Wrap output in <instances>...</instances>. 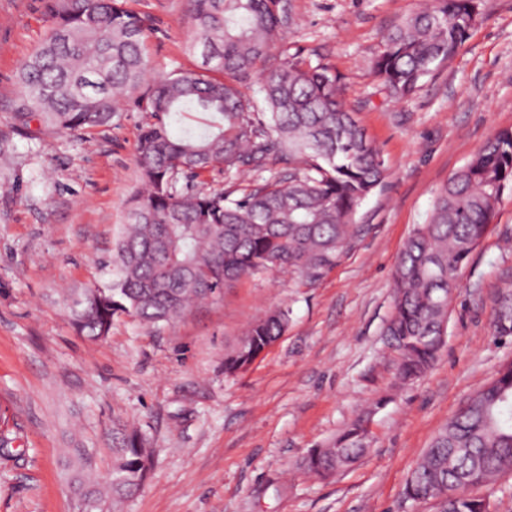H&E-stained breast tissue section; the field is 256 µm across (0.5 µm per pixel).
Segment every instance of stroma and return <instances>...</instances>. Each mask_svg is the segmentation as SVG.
I'll return each mask as SVG.
<instances>
[{
	"label": "stroma",
	"mask_w": 512,
	"mask_h": 512,
	"mask_svg": "<svg viewBox=\"0 0 512 512\" xmlns=\"http://www.w3.org/2000/svg\"><path fill=\"white\" fill-rule=\"evenodd\" d=\"M290 53L341 76L343 101L379 150L384 181L358 207L361 235L309 278H246L177 320L120 315L94 340L75 303L106 287L127 203L139 188L129 111L109 127L31 139L14 125L18 70L51 26L47 0H0V512H85L78 479L112 473L116 429L136 427L152 454L144 485L104 512H438L405 499L415 462L467 399L512 362L495 330L512 295V191L459 273L445 345L414 382L396 381L384 330L392 274L435 191L496 132L512 129V0H481L449 60L415 94H388L374 62L383 36L422 0H291ZM150 26L161 73L193 69L186 0H128ZM285 164L203 183L241 197ZM286 307L284 335L245 371H224L246 328ZM372 410L367 450L329 479L299 466Z\"/></svg>",
	"instance_id": "stroma-1"
}]
</instances>
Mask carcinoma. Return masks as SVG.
Listing matches in <instances>:
<instances>
[{"mask_svg": "<svg viewBox=\"0 0 512 512\" xmlns=\"http://www.w3.org/2000/svg\"><path fill=\"white\" fill-rule=\"evenodd\" d=\"M473 2L432 0L388 31L375 71L392 96H411L435 62L455 55L468 37ZM187 6L194 24L187 49L201 50V69L179 67L147 80L148 26L127 0H50V31L20 67L13 116L32 138L110 126L126 102L146 115L137 143L142 189L128 202L113 278L88 291L75 312L77 330L93 339L107 336L119 314L167 322L245 277L274 269L319 273L358 234L353 216L384 178L379 151L343 104L341 78L284 48L290 0H187ZM276 47L282 62L269 67ZM253 77L261 83L266 123L255 122L257 105L240 89ZM191 113L204 115V132H172ZM34 118L40 125L33 131ZM277 158L288 164V175L238 199L222 188H179L182 179L215 167L239 177ZM510 184L512 130H502L437 191L429 221L407 240L385 331L398 354L400 383L422 377L436 362L454 279ZM289 320L290 310L277 308L250 324L224 358V372L247 367ZM496 331L512 335L508 296ZM370 414L331 446L310 449L302 468L329 478L354 464L365 452ZM113 443L108 488H82L91 506L109 492L130 494L150 472L151 454L138 430H117ZM506 471H512V365L439 431L409 472L404 495L415 502L443 496L444 512H484V499L457 489L488 485Z\"/></svg>", "mask_w": 512, "mask_h": 512, "instance_id": "carcinoma-1", "label": "carcinoma"}]
</instances>
